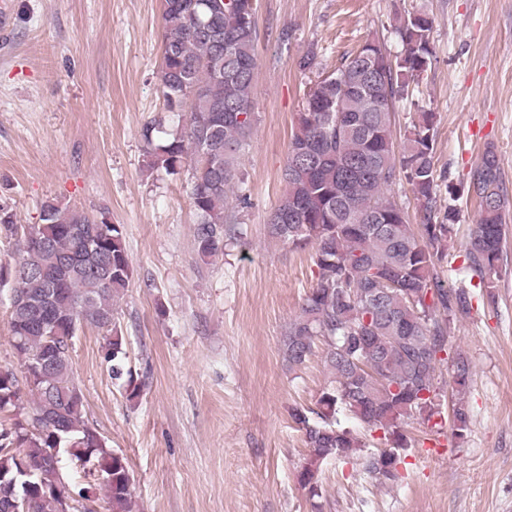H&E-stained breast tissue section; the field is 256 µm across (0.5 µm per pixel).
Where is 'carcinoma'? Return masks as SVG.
<instances>
[{"mask_svg":"<svg viewBox=\"0 0 512 512\" xmlns=\"http://www.w3.org/2000/svg\"><path fill=\"white\" fill-rule=\"evenodd\" d=\"M164 39L159 79L170 112L186 122L154 142L155 124L142 136L151 146L150 168L175 173L190 168V200L197 216L195 250L205 262L224 252V225L230 223L229 195L239 183L236 163L255 123L252 98L257 66L254 14L241 0H163ZM431 22L420 14L400 21L402 45L393 60L365 42L336 71L317 80L295 118L284 181L286 190L267 223L271 237L294 248L312 249L316 282L282 345L291 367L303 365L323 346L332 380L316 407H294L290 417L308 446L297 480L316 494L321 465L358 454L365 443L336 415L349 412L366 431H383L387 448L366 459L376 478L398 477L400 451L411 447L407 420L443 414L434 377L448 350V321L468 306L463 288H446L435 273L446 256L462 195L479 203L469 241L470 269L494 271L506 253V188L491 151L470 172L467 184H439L434 163L435 114L422 112L404 135L393 138L397 101L410 82L432 64ZM406 182L417 202L420 224L389 188ZM448 207L438 205L441 191ZM14 215L0 208V230L15 238L13 262L0 263V285L28 296L33 306L9 305L10 332L24 370L18 379L0 369V504L27 496V512H62L49 489L53 471L21 473L51 448L75 460L86 457L108 478L112 512H133L125 458L84 417L83 393L70 361L73 339L83 326L104 332L101 358L128 400L140 382L126 365V340L116 327L114 298L127 288L132 269L123 227L99 224L95 216L48 201L40 223L16 235ZM54 352L60 356L36 371L33 365ZM455 392L451 429L468 434L470 414L464 393L470 381L467 360L451 364ZM92 484L69 490L79 507Z\"/></svg>","mask_w":512,"mask_h":512,"instance_id":"obj_1","label":"carcinoma"}]
</instances>
